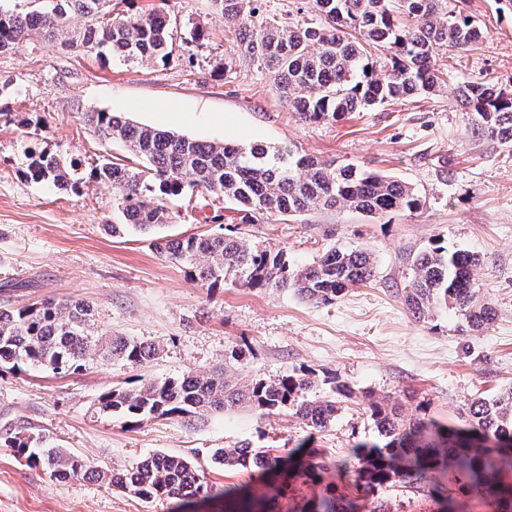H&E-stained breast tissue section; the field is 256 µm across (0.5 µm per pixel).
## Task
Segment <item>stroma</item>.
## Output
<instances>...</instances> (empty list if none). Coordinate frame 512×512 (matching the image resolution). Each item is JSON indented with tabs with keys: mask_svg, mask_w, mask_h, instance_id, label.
<instances>
[{
	"mask_svg": "<svg viewBox=\"0 0 512 512\" xmlns=\"http://www.w3.org/2000/svg\"><path fill=\"white\" fill-rule=\"evenodd\" d=\"M446 2L484 32L458 56L435 48L454 79L438 94L334 122L299 121L269 76L248 61L225 72L234 27L211 0H171L177 17L171 53L149 66L36 39L0 53V80L13 84L8 110L0 114V305L84 301L101 329L161 346L138 367L97 365L64 378L0 367V512H170V502L146 503L104 480H60L27 464L6 445L23 426L106 470L163 452L189 460L205 485H243L263 497L272 492L270 481L213 467L211 450L247 443L280 453L306 440L325 457L344 459L354 444L379 438L370 399H387L407 415L423 405L448 424L475 398L512 386V152L476 139L456 102L463 80L512 88V11L497 0ZM194 27L203 39L184 45V32ZM93 111L204 142H259L353 162L411 185L421 209L373 216L313 207L291 221L242 225L251 243L284 252L297 266L313 264L334 245L369 248L375 280L335 302L314 304L291 289L203 288L182 266L161 259L151 238L108 232L121 216L112 188L98 183L92 169L101 157L131 154L85 124L84 113ZM33 150L72 162L73 190L27 180ZM170 205L179 217L163 228L166 237L217 231L231 214L216 194L190 191ZM437 240L480 257L473 277L494 310L481 332H459L450 311L416 321L396 295L408 282L413 256ZM242 342L251 349L243 378L304 368L346 386L331 424L315 432L292 413L262 417L247 408L191 424L153 417L131 423L95 411L112 388L209 371Z\"/></svg>",
	"mask_w": 512,
	"mask_h": 512,
	"instance_id": "35a3bbf8",
	"label": "stroma"
}]
</instances>
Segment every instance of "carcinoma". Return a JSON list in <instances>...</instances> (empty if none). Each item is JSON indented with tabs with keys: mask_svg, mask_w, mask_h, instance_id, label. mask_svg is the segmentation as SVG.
Returning <instances> with one entry per match:
<instances>
[{
	"mask_svg": "<svg viewBox=\"0 0 512 512\" xmlns=\"http://www.w3.org/2000/svg\"><path fill=\"white\" fill-rule=\"evenodd\" d=\"M238 31L237 44L224 57V71L244 58L267 71L280 96L305 122L334 121L392 101L437 91L448 70L433 58L436 45L461 54L482 37L468 18L452 16L445 0H304L319 22L290 25L262 9L263 0H212ZM106 0H47L25 12L0 7V51L34 37L66 49L102 52L128 66H147L168 55L176 17L166 11L132 16L120 10L105 16ZM385 52L380 71L367 70L370 50ZM457 103L467 124L483 140L512 148V93L480 80L458 89ZM85 119L106 140H120L143 161L144 170L121 158L103 159L94 178L112 186L124 223L110 225L112 235L129 230L144 234L176 222L179 213L165 205L195 188L224 196L243 224L268 214L289 220L312 207L338 205L367 214L416 212L420 200L405 183L353 163L322 162L263 145L200 142L150 126H136L110 112H87ZM26 176L58 189L72 185V166L47 153L28 154ZM159 257L178 262L205 288L228 281L243 288L294 289L310 302L337 300L350 289L372 282L376 264L361 247L327 249L309 266L294 267L280 251L253 246L243 235L193 234L155 243ZM477 254L450 250L439 242L418 252L413 275L402 289L412 316L427 322L442 310L454 312L463 334L493 320V309L472 276ZM153 342L116 336L94 327L90 306L46 299L19 308H0V365L9 364L75 374L90 364L116 361L140 366L158 354ZM315 372L303 370L275 378L243 380L214 371H190L180 378L140 380L116 387L98 400L104 414L122 418L156 417L186 422L212 412L249 407L262 415L291 410L307 426L324 429L338 411L336 395L314 393ZM381 443H357L355 464L327 461L304 443L283 454L242 444L217 448L211 462L224 469L251 468L266 476L275 494L264 502L246 499L241 488L224 490V512H282L280 499L289 479L322 482L340 473L359 498L372 499L369 512H386L376 498L379 488L399 484L436 504L454 497L440 483L448 469L462 478V494L494 499L496 512H512L508 485L500 476L512 471V387L473 400L457 424L418 415L403 416L396 405L370 406ZM19 457L43 464L55 477L93 476L151 502L172 500L186 512L196 499L209 496L190 463L154 454L116 476L92 462L52 445L22 426L9 440ZM355 499L329 493L301 512H355Z\"/></svg>",
	"mask_w": 512,
	"mask_h": 512,
	"instance_id": "cac0c4a2",
	"label": "carcinoma"
}]
</instances>
